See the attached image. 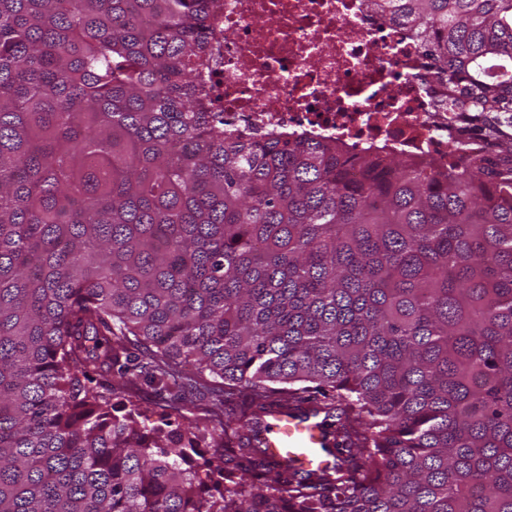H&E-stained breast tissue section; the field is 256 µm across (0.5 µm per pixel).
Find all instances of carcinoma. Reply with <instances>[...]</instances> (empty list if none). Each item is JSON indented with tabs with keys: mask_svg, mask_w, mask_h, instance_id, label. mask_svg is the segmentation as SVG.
<instances>
[{
	"mask_svg": "<svg viewBox=\"0 0 512 512\" xmlns=\"http://www.w3.org/2000/svg\"><path fill=\"white\" fill-rule=\"evenodd\" d=\"M375 2L489 152L224 133L206 0H0V512H512V0ZM137 388L141 405L157 414L165 411L164 409H169L167 406L175 403L184 408L185 415L192 416L193 413L205 408L208 403L206 397L203 398L202 394L193 390L177 393L179 398L177 399V395L174 396L175 391L160 389L156 384L149 383V379L143 374L137 378ZM268 426L266 443L277 457L295 455L305 469L326 462L318 453V448H324L329 443L321 421L279 414L272 418Z\"/></svg>",
	"mask_w": 512,
	"mask_h": 512,
	"instance_id": "1",
	"label": "carcinoma"
}]
</instances>
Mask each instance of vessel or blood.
Listing matches in <instances>:
<instances>
[{
    "mask_svg": "<svg viewBox=\"0 0 512 512\" xmlns=\"http://www.w3.org/2000/svg\"><path fill=\"white\" fill-rule=\"evenodd\" d=\"M266 443L276 455L298 457L300 466L310 469L323 465L318 450L328 441L321 421L279 414L269 423Z\"/></svg>",
    "mask_w": 512,
    "mask_h": 512,
    "instance_id": "obj_1",
    "label": "vessel or blood"
}]
</instances>
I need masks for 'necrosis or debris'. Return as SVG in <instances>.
<instances>
[{"label":"necrosis or debris","instance_id":"obj_1","mask_svg":"<svg viewBox=\"0 0 512 512\" xmlns=\"http://www.w3.org/2000/svg\"><path fill=\"white\" fill-rule=\"evenodd\" d=\"M208 111L260 140L301 131L358 151L383 146L417 167L442 166L453 143L442 88L413 33L374 0H207Z\"/></svg>","mask_w":512,"mask_h":512}]
</instances>
